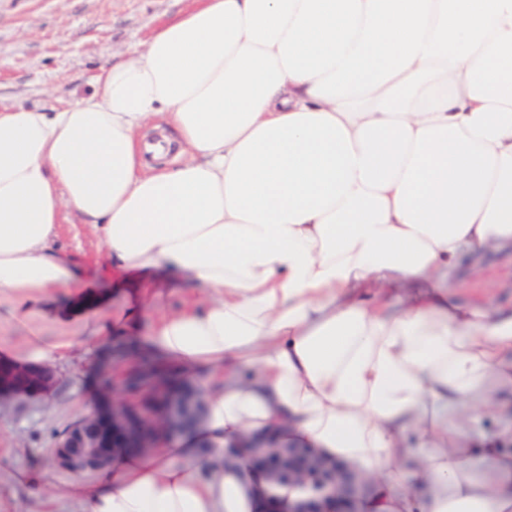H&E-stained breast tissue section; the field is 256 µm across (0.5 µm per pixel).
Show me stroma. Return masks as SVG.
I'll return each mask as SVG.
<instances>
[{
    "mask_svg": "<svg viewBox=\"0 0 512 512\" xmlns=\"http://www.w3.org/2000/svg\"><path fill=\"white\" fill-rule=\"evenodd\" d=\"M191 0H0V109L57 107L89 95L102 68L126 58ZM54 247L82 279L101 292L111 281L99 267L101 246L88 225L64 211ZM448 286L466 304L512 305V249L462 259ZM114 339L76 346L54 361L57 383L48 399H18L0 408V512H78L63 495L73 479L52 461L56 438L85 414L86 399L101 398V371L113 380L110 396L123 401L120 380L139 363ZM46 474L42 497L15 476Z\"/></svg>",
    "mask_w": 512,
    "mask_h": 512,
    "instance_id": "obj_1",
    "label": "stroma"
}]
</instances>
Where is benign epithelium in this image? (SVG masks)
I'll use <instances>...</instances> for the list:
<instances>
[{
	"label": "benign epithelium",
	"mask_w": 512,
	"mask_h": 512,
	"mask_svg": "<svg viewBox=\"0 0 512 512\" xmlns=\"http://www.w3.org/2000/svg\"><path fill=\"white\" fill-rule=\"evenodd\" d=\"M56 372L47 365L13 361L0 363V403L31 391H50ZM150 406L106 403L82 417L59 435L55 444L57 467L75 474L98 473L110 465L115 448H154L161 436L194 426L204 403L196 389H173L154 378ZM245 454L272 485L296 483L302 495L292 512H358L371 490L346 464L333 462L309 448H281L271 441L245 438L224 458Z\"/></svg>",
	"instance_id": "benign-epithelium-1"
}]
</instances>
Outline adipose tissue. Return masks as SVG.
<instances>
[{
	"instance_id": "ef3b65f1",
	"label": "adipose tissue",
	"mask_w": 512,
	"mask_h": 512,
	"mask_svg": "<svg viewBox=\"0 0 512 512\" xmlns=\"http://www.w3.org/2000/svg\"><path fill=\"white\" fill-rule=\"evenodd\" d=\"M89 224L124 290L84 342L138 336L201 421L114 450L80 512H259L244 436L373 481L361 512H512V310L462 306L459 259L512 246V0H194L61 107L0 111V299L79 287ZM163 271L196 295L177 311ZM54 247L73 263L82 279L96 280L102 293L112 290L111 280L99 268L100 244L92 235L89 226L81 224L71 211L66 210L62 214Z\"/></svg>"
}]
</instances>
